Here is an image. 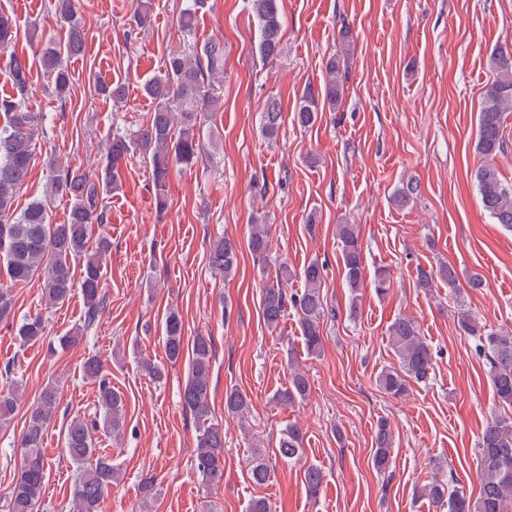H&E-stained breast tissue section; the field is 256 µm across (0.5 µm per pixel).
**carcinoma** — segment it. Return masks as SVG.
Instances as JSON below:
<instances>
[{
    "instance_id": "cac0c4a2",
    "label": "carcinoma",
    "mask_w": 512,
    "mask_h": 512,
    "mask_svg": "<svg viewBox=\"0 0 512 512\" xmlns=\"http://www.w3.org/2000/svg\"><path fill=\"white\" fill-rule=\"evenodd\" d=\"M205 6L204 0H193L184 9L180 25L185 35H191L196 12ZM55 15L67 25L63 46L48 45L41 55V64L52 79L56 96L66 95L71 76L63 55H76L84 46V34L78 18L75 0H53ZM252 12L259 26L255 52L264 62H274L283 53V16L280 0H251ZM17 29L13 18L0 11V50L15 41ZM490 62L497 72L496 80L487 88L484 106L479 113L477 150L492 159L504 150L503 117L512 109V50L496 47ZM28 64L15 56L10 65L13 94L0 99V265L12 282H24L33 277L42 280V296L49 305L67 301L73 291L71 262L83 259L81 294L85 305L84 330L98 323L104 308L101 279L103 262L112 248L104 235L88 251V230L93 224L105 221L102 195L121 187L125 162L134 150L150 156L156 209L163 212L168 206L167 183L175 166L191 168L201 158L203 148L196 135V126L202 114L221 108V90L224 81V41L212 38L203 45L184 42L182 48L169 52L162 72L144 83L142 91L154 103L147 124L136 130L120 128L112 132L104 166L95 175L71 168L53 171L50 194L70 198V211L63 224L50 222L47 202L34 199L21 211L14 208V196L27 180L32 161L31 144L46 123V115L26 107L31 86ZM98 92L106 99L119 103L125 89L120 83L98 85ZM344 96L340 61L331 58L326 64L325 81L319 89L307 88L296 110V122L302 127L313 125L318 113L336 111ZM282 112L279 103L269 98L260 112V128L271 140L278 137ZM476 186L483 209L498 224L512 228V190L507 188L491 162L477 170ZM336 237L346 287L352 299L349 315H357V293L371 284L379 296L389 293L390 275L384 268L375 270L367 278L359 231L354 224L337 225ZM248 249L254 260L266 261L270 249L268 225L257 218L250 225ZM208 263L217 274L229 279L239 266V250L227 236L212 241ZM324 265L310 262L303 270L304 288L301 293L288 294L281 280L291 276L286 264H281L279 277L261 290L260 303L268 327L276 328L293 309L298 316L301 337L310 356L323 350L321 323L335 317L321 293ZM440 279L454 289L459 279L455 268L441 265L434 270H420L419 283L432 287ZM457 323L464 333L478 337V349L489 365V377L498 399L512 406V333L487 330L471 313L461 308ZM47 326L41 316L25 318L18 328L21 344L41 340ZM389 345L399 365L389 367L378 376L379 386L395 398L404 396L409 383L427 382L434 370L430 345L421 336L415 321L407 316L394 320L389 328ZM164 345L169 362L176 363L184 355V328L181 317L171 312L164 325ZM214 354L212 339L199 335L194 338L189 352V372L180 393L181 403L197 424L194 466L201 481L208 487L224 484V430L212 422L209 401L211 367ZM85 378L97 385L99 416L88 419L74 416L64 434L66 457L77 466L72 491V512H101V504L116 480V471L107 456L99 453L95 435L103 432L114 438L124 430L125 400L112 382L103 376V363L96 355L83 364ZM21 385L0 392V421L13 414L21 400ZM309 393L308 378L296 371L288 386L277 390L272 400L278 405H292L305 400ZM59 405V389L49 382L31 406L28 423L20 440L22 462L14 476L5 502L6 512H38L43 488L49 473L43 440ZM247 394L237 387L224 393V408L231 414L242 415L249 410ZM302 429L290 424L281 431L279 454L285 459L301 455ZM393 433L390 422H378L374 468L383 472L391 463ZM480 488L476 498L433 478L422 486L421 496L435 508L447 512H512V421L495 419L487 423L479 445ZM247 474L252 483L261 485L268 480L270 466L257 453L249 460ZM304 482L310 495L319 493L323 482L320 468L310 465L304 470Z\"/></svg>"
}]
</instances>
